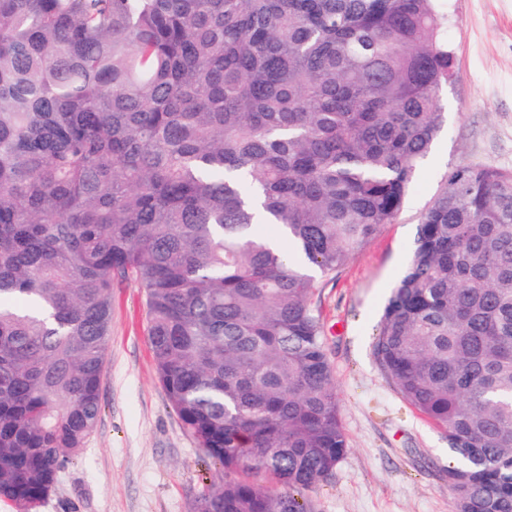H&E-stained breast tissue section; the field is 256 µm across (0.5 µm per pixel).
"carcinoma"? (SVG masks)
Instances as JSON below:
<instances>
[{
    "label": "carcinoma",
    "mask_w": 512,
    "mask_h": 512,
    "mask_svg": "<svg viewBox=\"0 0 512 512\" xmlns=\"http://www.w3.org/2000/svg\"><path fill=\"white\" fill-rule=\"evenodd\" d=\"M440 0H0V498L101 414L112 288L215 468L191 512H309L347 452L317 280L403 209L445 121ZM443 427L455 512H512V171L454 170L373 345Z\"/></svg>",
    "instance_id": "carcinoma-1"
}]
</instances>
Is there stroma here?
Here are the masks:
<instances>
[{"instance_id":"1","label":"stroma","mask_w":512,"mask_h":512,"mask_svg":"<svg viewBox=\"0 0 512 512\" xmlns=\"http://www.w3.org/2000/svg\"><path fill=\"white\" fill-rule=\"evenodd\" d=\"M452 76L439 91L447 120L421 161L397 221L312 298L324 330L349 449L306 493L312 512H455L444 429L390 384L373 344L391 288L403 275L418 218L463 164L512 170V0H444ZM101 418L37 512H189L219 479L160 383L147 343L145 299L132 280L112 290V333Z\"/></svg>"}]
</instances>
